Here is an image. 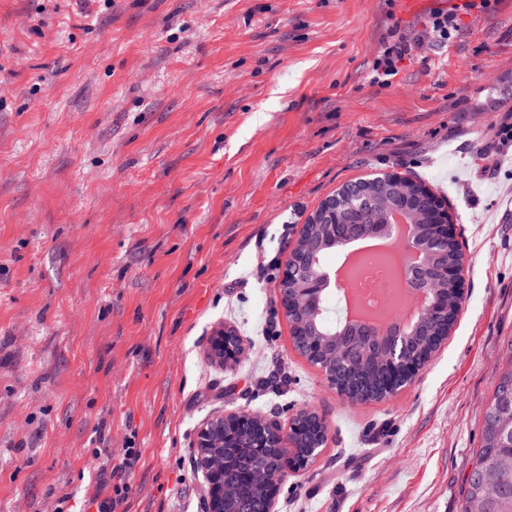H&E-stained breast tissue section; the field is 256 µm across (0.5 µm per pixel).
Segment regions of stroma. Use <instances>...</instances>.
Segmentation results:
<instances>
[{
  "label": "stroma",
  "instance_id": "1",
  "mask_svg": "<svg viewBox=\"0 0 512 512\" xmlns=\"http://www.w3.org/2000/svg\"><path fill=\"white\" fill-rule=\"evenodd\" d=\"M462 2L0 0V512H82L129 446L124 512H204L196 430L231 410L328 424L275 512H460L512 358V0ZM454 8L374 83L393 26ZM389 171L446 201L467 298L408 386L352 403L279 284L318 205ZM242 355V345L237 336L225 328H220L210 340L208 356L216 364L224 367L235 365Z\"/></svg>",
  "mask_w": 512,
  "mask_h": 512
}]
</instances>
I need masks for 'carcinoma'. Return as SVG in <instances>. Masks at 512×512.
I'll return each instance as SVG.
<instances>
[{
  "instance_id": "cac0c4a2",
  "label": "carcinoma",
  "mask_w": 512,
  "mask_h": 512,
  "mask_svg": "<svg viewBox=\"0 0 512 512\" xmlns=\"http://www.w3.org/2000/svg\"><path fill=\"white\" fill-rule=\"evenodd\" d=\"M336 204L341 211L340 223L334 235L324 230L323 207H318L306 221V235L317 245L315 256L318 265H324L327 254L341 253L344 241L359 237L371 230L370 203L392 202L389 196L387 175H376L340 187ZM409 203L414 212L427 216L432 213L435 193L424 183L414 181L411 185ZM433 225L424 222L417 229V241L427 246L428 261L423 267L424 278L438 283L439 295L448 297V315L423 317L419 328L410 334L404 345V353L415 359L428 360L435 352L440 335L450 327L453 320L454 288L443 274L444 265L452 262L460 244L442 243L433 239ZM308 266L303 263L294 268L288 280L280 283L283 294L292 295L302 287ZM294 346L305 351H318L320 344L336 340V391H348L362 402L380 401L388 398L389 380L383 364L371 354L375 344V331L363 326L346 325V310L338 302L334 290H326L321 302V313L313 323L297 322L291 332ZM512 418V361L502 369L499 382L487 404L483 419L482 445L474 452L470 473L464 479L463 499L460 512H512V430L508 420ZM300 424L296 459L313 458L312 438L318 427L317 416L301 412L295 416ZM224 429L234 433V447L224 449L228 462L224 467V512H267L265 488L256 482L244 480L243 472L256 464L254 458L259 442L255 430H245L232 424Z\"/></svg>"
}]
</instances>
